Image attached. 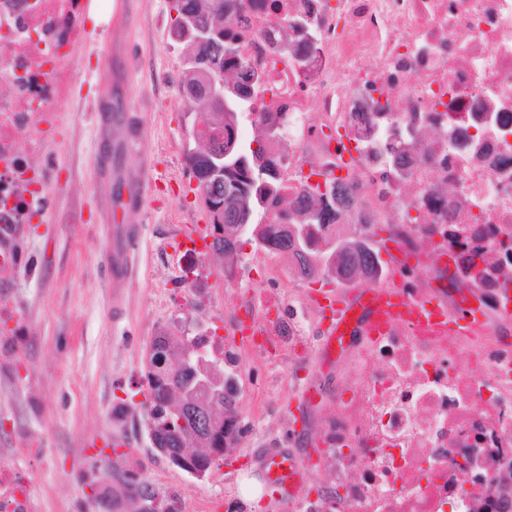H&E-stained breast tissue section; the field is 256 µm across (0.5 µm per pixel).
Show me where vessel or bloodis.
<instances>
[{
    "label": "vessel or blood",
    "mask_w": 512,
    "mask_h": 512,
    "mask_svg": "<svg viewBox=\"0 0 512 512\" xmlns=\"http://www.w3.org/2000/svg\"><path fill=\"white\" fill-rule=\"evenodd\" d=\"M112 246L108 267L115 289L113 307L122 302L121 287L128 281L130 254L136 239L135 229L127 224L109 227ZM18 262L8 229L0 230V273L13 272ZM474 289L463 287L441 297L436 292H418L410 288H367L349 282L340 288L321 291L317 300L320 309L319 357L331 359L336 349L351 347L361 337L381 336L394 327L410 332L426 331L437 335L475 337L493 330L496 322L512 320V307L497 314L473 307ZM310 458L279 451L264 457L260 469L268 488L301 497Z\"/></svg>",
    "instance_id": "b4317fda"
}]
</instances>
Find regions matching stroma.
I'll return each mask as SVG.
<instances>
[{"label":"stroma","instance_id":"1","mask_svg":"<svg viewBox=\"0 0 512 512\" xmlns=\"http://www.w3.org/2000/svg\"><path fill=\"white\" fill-rule=\"evenodd\" d=\"M173 0H97L84 17L90 36L67 63L73 93L54 111L31 118L17 151L46 184L39 215L13 225L19 264L0 277V445L31 447L19 458L34 477L43 512H100L90 484L112 468L145 478L158 500L177 497L183 512H302L297 500L264 489L258 502L240 494L242 478H260V460L306 452L321 417L345 382L351 352L326 371L282 347L277 360L254 363L241 351L238 379L248 426L198 478L153 446L144 404V357L153 336L209 333L236 345L247 313L243 294L255 280L224 285L225 263L213 251L179 252L182 229L203 208L186 156L202 122L181 87L183 44L170 31ZM166 179L139 189L144 168ZM134 224V274L120 316L103 259L108 224ZM319 384L324 397L295 418L298 392ZM120 436L122 448L92 439Z\"/></svg>","mask_w":512,"mask_h":512}]
</instances>
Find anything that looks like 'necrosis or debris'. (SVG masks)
<instances>
[{"mask_svg": "<svg viewBox=\"0 0 512 512\" xmlns=\"http://www.w3.org/2000/svg\"><path fill=\"white\" fill-rule=\"evenodd\" d=\"M230 29L263 89L255 117L286 124L272 142L284 200L324 194L359 235L389 224L405 250L428 241L465 264L481 251L488 307L512 306V0H242ZM303 26L283 29L284 17ZM81 0H0V223L33 220L44 184L14 143L23 116L70 92L65 63L82 44ZM391 140L394 152L380 147ZM282 251L267 240L225 270L274 281ZM294 266L291 292H265L257 322L273 355L310 346L316 324ZM320 440L336 485L304 512H468L493 467L457 460L493 449L512 468V350L393 329L365 344ZM17 448H0V512H40Z\"/></svg>", "mask_w": 512, "mask_h": 512, "instance_id": "necrosis-or-debris-1", "label": "necrosis or debris"}]
</instances>
